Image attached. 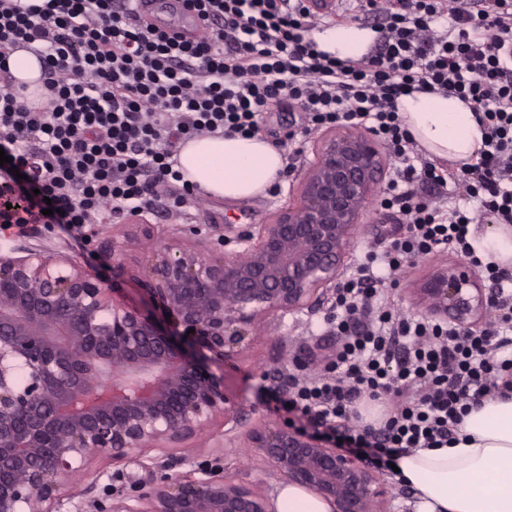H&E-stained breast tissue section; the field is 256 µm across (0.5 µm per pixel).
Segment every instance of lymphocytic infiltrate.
<instances>
[{"label":"lymphocytic infiltrate","instance_id":"obj_1","mask_svg":"<svg viewBox=\"0 0 512 512\" xmlns=\"http://www.w3.org/2000/svg\"><path fill=\"white\" fill-rule=\"evenodd\" d=\"M203 32L177 40L138 19L130 0H0V188L15 201L0 225L83 229L183 207L194 188L178 165L186 141L256 137L281 103L304 133L351 124L395 160L380 193L406 229L368 251L336 288L327 319L336 353L323 373L289 375L270 409L305 420L340 451L389 468L413 450L457 439L469 409L512 394V270L483 262L470 227L512 224V0H351L336 20L374 19L358 59L318 50L327 23L309 0H182ZM34 50L46 108L25 98L7 60ZM440 93L469 103L483 146L468 163L431 160L398 99ZM53 215H46V207ZM482 271L492 293L483 329L400 315L398 274L436 251ZM381 402L364 420L363 401Z\"/></svg>","mask_w":512,"mask_h":512}]
</instances>
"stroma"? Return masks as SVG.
Returning <instances> with one entry per match:
<instances>
[{"label": "stroma", "mask_w": 512, "mask_h": 512, "mask_svg": "<svg viewBox=\"0 0 512 512\" xmlns=\"http://www.w3.org/2000/svg\"><path fill=\"white\" fill-rule=\"evenodd\" d=\"M304 115L296 108L283 103L264 116L263 137L282 153H295V168L303 170L313 159L315 135H302ZM288 190L268 193L243 201H228L213 196H203L197 202H188L183 208H161L150 214L149 223L154 226L153 239H145L133 225L111 226L99 224L95 227L92 243L82 244L77 232H66L60 228H48L43 224H31L25 231L8 230L0 233V250L9 251L18 246L45 248L53 253L68 256L88 273L98 271L100 263L91 253L102 239L112 233L128 234L124 249V262L128 269H137L145 264L155 241L171 235L178 225H193L202 231L223 228L227 238L233 239L241 231L268 223L273 213L291 203ZM404 226L398 216L386 213L378 204H370L368 212L356 231L353 258H360L365 247L377 245L401 234ZM328 310L317 307L309 312L296 314L277 313L262 318L251 329L248 344L234 367L225 370V387L239 402L247 420H272L260 390L263 386L285 383L293 368V357H305L310 361L309 374L322 371L327 359L336 347L335 337L326 332L325 320ZM215 431L224 434V456L218 462L225 474L236 481L254 486L261 494L276 498L283 482L272 466L248 448L244 429H224L215 423ZM144 461L163 465L165 473L174 474L183 470L211 464L212 459L202 449H160L146 451Z\"/></svg>", "instance_id": "obj_1"}]
</instances>
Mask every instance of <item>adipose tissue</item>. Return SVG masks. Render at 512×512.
Wrapping results in <instances>:
<instances>
[{
  "label": "adipose tissue",
  "instance_id": "ef3b65f1",
  "mask_svg": "<svg viewBox=\"0 0 512 512\" xmlns=\"http://www.w3.org/2000/svg\"><path fill=\"white\" fill-rule=\"evenodd\" d=\"M373 31L344 25L314 33L319 49L357 59ZM409 131L431 159L468 162L482 147L470 106L458 98L416 92L398 100ZM186 179L202 192L227 200L264 194L285 167L282 154L259 137L203 136L178 152ZM478 255L512 268V226L497 224L472 236ZM458 443L419 449L398 461V477L414 489L417 512H512V398L472 408Z\"/></svg>",
  "mask_w": 512,
  "mask_h": 512
}]
</instances>
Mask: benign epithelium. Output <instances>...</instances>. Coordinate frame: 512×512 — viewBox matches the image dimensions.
<instances>
[{
  "label": "benign epithelium",
  "instance_id": "7a95c632",
  "mask_svg": "<svg viewBox=\"0 0 512 512\" xmlns=\"http://www.w3.org/2000/svg\"><path fill=\"white\" fill-rule=\"evenodd\" d=\"M388 165L354 126L325 130L292 187L293 203L224 254V235L156 246L134 280L154 310L124 299L112 274L90 275L39 249L0 253V512H270L268 499L207 469L149 495H91L70 477L97 456L140 463L144 448H180L241 408L224 386L250 328L270 313L319 306L345 261ZM428 314L460 325L490 296L457 265L413 289ZM249 445L288 483L333 512H379L390 488L358 457L288 424L250 430Z\"/></svg>",
  "mask_w": 512,
  "mask_h": 512
}]
</instances>
